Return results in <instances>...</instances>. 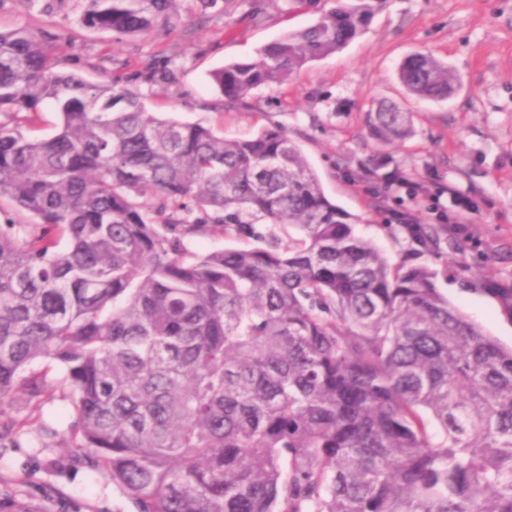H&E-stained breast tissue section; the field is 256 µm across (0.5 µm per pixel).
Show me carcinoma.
<instances>
[{
	"label": "carcinoma",
	"instance_id": "cac0c4a2",
	"mask_svg": "<svg viewBox=\"0 0 512 512\" xmlns=\"http://www.w3.org/2000/svg\"><path fill=\"white\" fill-rule=\"evenodd\" d=\"M385 3L333 0L212 71L222 105L343 49ZM172 6L82 0L79 23L135 35ZM57 50L0 29V399H40L61 367L65 447L136 512H512V348L359 236L284 128L226 139L57 70ZM399 80L423 100L458 87L426 52ZM46 103L59 124L32 136ZM365 116L382 145L413 132L395 103ZM207 233L252 245L194 254ZM474 285L512 319V282ZM34 421L0 419V440Z\"/></svg>",
	"mask_w": 512,
	"mask_h": 512
}]
</instances>
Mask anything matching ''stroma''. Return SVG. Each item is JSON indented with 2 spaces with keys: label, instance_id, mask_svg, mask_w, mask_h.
Returning <instances> with one entry per match:
<instances>
[{
  "label": "stroma",
  "instance_id": "stroma-1",
  "mask_svg": "<svg viewBox=\"0 0 512 512\" xmlns=\"http://www.w3.org/2000/svg\"><path fill=\"white\" fill-rule=\"evenodd\" d=\"M76 0L51 11L28 0H0V26H26L59 38V68L100 83L118 80L148 111L219 127L247 138L279 125L299 144L326 196L352 214L356 232L393 263L423 265L436 286L487 335L512 346V319L496 298L472 286L474 275L512 282V0H386L365 34L309 64L281 85L254 90L245 104L220 109L210 74L254 59L282 34L304 28L315 10L293 11L288 0H175L142 35L118 36L82 27ZM429 52L455 70L458 90L447 100L420 101L398 80L411 54ZM158 69L155 81L142 78ZM392 101L413 114L407 140L381 146L364 116ZM400 180L385 185L383 174ZM468 199L469 221L449 225L451 244L417 250L397 214L425 224L456 216ZM51 400L38 414L57 436L0 442V512L25 497L45 512H134L123 490L85 464L71 461L60 437L69 422L63 374L51 368Z\"/></svg>",
  "mask_w": 512,
  "mask_h": 512
}]
</instances>
